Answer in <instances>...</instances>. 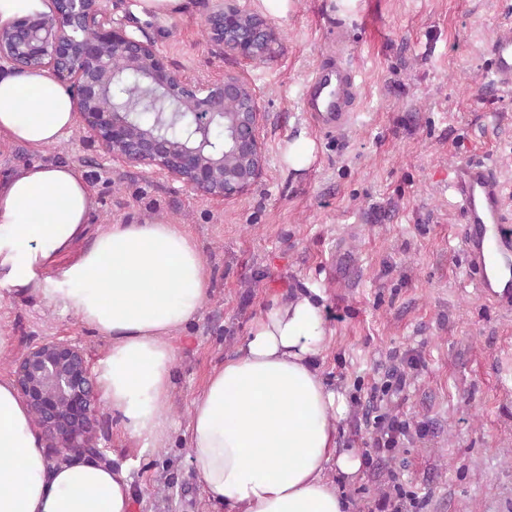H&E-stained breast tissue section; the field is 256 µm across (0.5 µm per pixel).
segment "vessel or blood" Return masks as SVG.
<instances>
[{"label":"vessel or blood","mask_w":512,"mask_h":512,"mask_svg":"<svg viewBox=\"0 0 512 512\" xmlns=\"http://www.w3.org/2000/svg\"><path fill=\"white\" fill-rule=\"evenodd\" d=\"M501 84L512 83V37L501 36L485 46ZM357 102L351 67L341 58L324 60L307 82L304 111L325 128L346 127ZM448 189L464 221L467 271L482 298L504 313L512 312V216L503 203V185L493 166L466 161L453 166Z\"/></svg>","instance_id":"1"}]
</instances>
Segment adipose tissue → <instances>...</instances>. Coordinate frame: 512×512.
I'll return each mask as SVG.
<instances>
[{
    "label": "adipose tissue",
    "instance_id": "1",
    "mask_svg": "<svg viewBox=\"0 0 512 512\" xmlns=\"http://www.w3.org/2000/svg\"><path fill=\"white\" fill-rule=\"evenodd\" d=\"M76 123L72 96L43 71L0 66V136L41 149ZM84 173L35 162L0 178V290L76 317L106 351L102 398L142 452L170 441L173 339L200 319L210 291L197 239L165 219L94 225ZM324 296L271 297L190 405L187 443L204 493L224 512H348L329 466L357 474L337 446L347 409L315 358L326 347ZM129 467L69 453L49 458L12 379L0 376V512H131Z\"/></svg>",
    "mask_w": 512,
    "mask_h": 512
}]
</instances>
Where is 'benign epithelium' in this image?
<instances>
[{
	"mask_svg": "<svg viewBox=\"0 0 512 512\" xmlns=\"http://www.w3.org/2000/svg\"><path fill=\"white\" fill-rule=\"evenodd\" d=\"M50 12L0 27V61L48 73L69 89L87 139L114 160L167 175L212 202L253 185L264 166L259 108L254 89L236 75L191 81L170 69L151 41L117 34L104 0H49ZM206 22L209 40L222 51L261 62L277 33L264 16L239 0H215ZM126 75L146 80L178 109L191 114L187 134L176 138L139 126L114 96ZM239 105L236 112L228 104ZM224 129L229 151L209 137ZM18 395L36 415L46 447L57 455L80 451L107 460L99 447L98 391L84 350L53 339L29 348L14 361Z\"/></svg>",
	"mask_w": 512,
	"mask_h": 512,
	"instance_id": "benign-epithelium-1",
	"label": "benign epithelium"
}]
</instances>
